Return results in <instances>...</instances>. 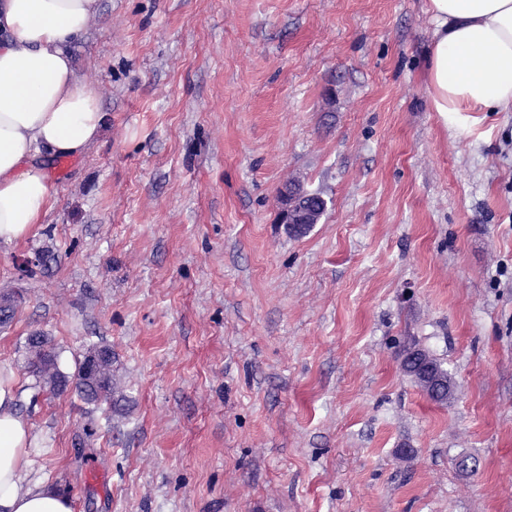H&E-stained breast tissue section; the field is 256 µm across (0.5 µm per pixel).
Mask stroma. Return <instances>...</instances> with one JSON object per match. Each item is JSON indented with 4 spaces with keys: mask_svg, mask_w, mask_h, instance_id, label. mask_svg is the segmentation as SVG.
<instances>
[{
    "mask_svg": "<svg viewBox=\"0 0 512 512\" xmlns=\"http://www.w3.org/2000/svg\"><path fill=\"white\" fill-rule=\"evenodd\" d=\"M426 4L98 0L69 51L104 133L0 243L29 480L73 512H512V109L432 112ZM291 179L327 202L301 238ZM37 332L67 372L109 345L122 411L34 393ZM403 357L404 371L413 376L420 387L427 393V390L433 381L438 379L445 382L443 393L434 400H448V372L434 358L430 357L426 352L420 349L409 347L406 349ZM427 366L430 370L428 376H421L419 371H423V366Z\"/></svg>",
    "mask_w": 512,
    "mask_h": 512,
    "instance_id": "obj_1",
    "label": "stroma"
}]
</instances>
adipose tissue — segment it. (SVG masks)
Wrapping results in <instances>:
<instances>
[{
    "instance_id": "1",
    "label": "adipose tissue",
    "mask_w": 512,
    "mask_h": 512,
    "mask_svg": "<svg viewBox=\"0 0 512 512\" xmlns=\"http://www.w3.org/2000/svg\"><path fill=\"white\" fill-rule=\"evenodd\" d=\"M98 0H0V242L27 239L56 202L50 162L88 153L105 128L95 87L70 41ZM434 25L427 90L440 121L512 107V0H428ZM18 382L0 367V512H72L69 498L28 482L31 426Z\"/></svg>"
}]
</instances>
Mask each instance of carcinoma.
Returning <instances> with one entry per match:
<instances>
[{
	"label": "carcinoma",
	"mask_w": 512,
	"mask_h": 512,
	"mask_svg": "<svg viewBox=\"0 0 512 512\" xmlns=\"http://www.w3.org/2000/svg\"><path fill=\"white\" fill-rule=\"evenodd\" d=\"M26 350L32 354L27 367L35 379V387L40 391L57 394L71 386L88 405L98 407L107 404L115 409L120 407L121 397L117 396L111 348H88L82 358L76 360L71 374L60 370L51 337L40 332L27 337ZM403 368L425 391L438 379L448 381V371L420 349L410 347L405 350Z\"/></svg>",
	"instance_id": "1"
}]
</instances>
